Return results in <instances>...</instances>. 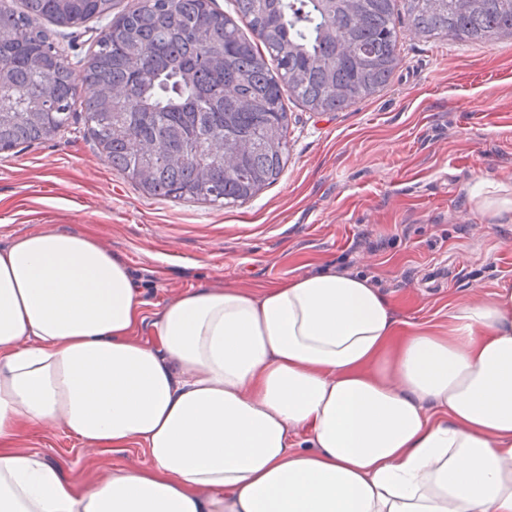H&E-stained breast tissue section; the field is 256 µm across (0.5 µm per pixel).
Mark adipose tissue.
I'll return each instance as SVG.
<instances>
[{"label":"adipose tissue","mask_w":512,"mask_h":512,"mask_svg":"<svg viewBox=\"0 0 512 512\" xmlns=\"http://www.w3.org/2000/svg\"><path fill=\"white\" fill-rule=\"evenodd\" d=\"M449 319L399 332L366 278L321 271L187 291L141 343L124 262L86 234L18 237L0 247V512H512V292ZM48 421L150 464L75 483L9 445Z\"/></svg>","instance_id":"ef3b65f1"}]
</instances>
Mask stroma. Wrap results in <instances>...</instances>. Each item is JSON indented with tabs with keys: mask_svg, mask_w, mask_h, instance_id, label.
<instances>
[{
	"mask_svg": "<svg viewBox=\"0 0 512 512\" xmlns=\"http://www.w3.org/2000/svg\"><path fill=\"white\" fill-rule=\"evenodd\" d=\"M398 52L388 86L345 111L287 99V165L234 208L143 194L74 117L53 139L0 155V246L48 227L94 237L132 274L142 342L186 291L257 292L326 269L367 278L401 329L447 334L450 309L512 289V222L470 198L480 180L512 186V36L434 41L405 24ZM12 445L79 483L149 463L142 449L103 450L56 422L24 426Z\"/></svg>",
	"mask_w": 512,
	"mask_h": 512,
	"instance_id": "obj_1",
	"label": "stroma"
}]
</instances>
